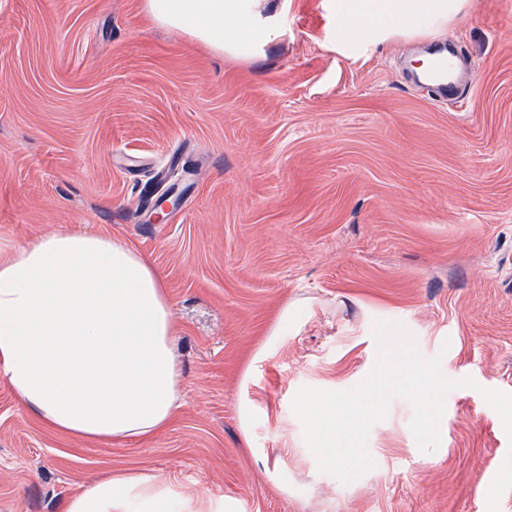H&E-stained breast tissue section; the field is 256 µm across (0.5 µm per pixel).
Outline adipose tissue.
Instances as JSON below:
<instances>
[{"label": "adipose tissue", "mask_w": 512, "mask_h": 512, "mask_svg": "<svg viewBox=\"0 0 512 512\" xmlns=\"http://www.w3.org/2000/svg\"><path fill=\"white\" fill-rule=\"evenodd\" d=\"M466 0H336L350 39L418 24L444 27ZM290 0H145L152 23L180 30L230 59L269 38ZM176 323L162 274L121 239L57 229L0 252V378L53 431L99 442L144 439L184 403ZM67 512H224L195 505L147 472L108 475Z\"/></svg>", "instance_id": "adipose-tissue-1"}]
</instances>
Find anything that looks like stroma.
Here are the masks:
<instances>
[{
  "label": "stroma",
  "mask_w": 512,
  "mask_h": 512,
  "mask_svg": "<svg viewBox=\"0 0 512 512\" xmlns=\"http://www.w3.org/2000/svg\"><path fill=\"white\" fill-rule=\"evenodd\" d=\"M279 30L235 61L146 21L144 0H0V250L67 227L144 255L186 393L155 435L99 443L0 379V512H65L129 472L231 512H512V488L488 508L512 435L483 396L512 395V0L379 43L345 42L330 0H292ZM450 44L474 75L459 103L408 66ZM168 169L180 204L159 222ZM379 320L476 385L447 394L432 451L393 398L374 468L345 484L294 404L363 383Z\"/></svg>",
  "instance_id": "obj_1"
}]
</instances>
